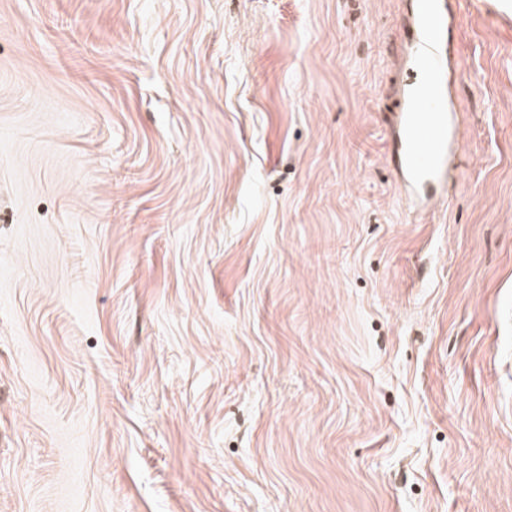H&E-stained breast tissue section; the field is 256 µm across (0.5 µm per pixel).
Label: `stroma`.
I'll return each instance as SVG.
<instances>
[{
  "label": "stroma",
  "mask_w": 512,
  "mask_h": 512,
  "mask_svg": "<svg viewBox=\"0 0 512 512\" xmlns=\"http://www.w3.org/2000/svg\"><path fill=\"white\" fill-rule=\"evenodd\" d=\"M409 0H0V512H512V0L404 208Z\"/></svg>",
  "instance_id": "obj_1"
}]
</instances>
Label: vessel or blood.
Returning <instances> with one entry per match:
<instances>
[{
  "instance_id": "b4317fda",
  "label": "vessel or blood",
  "mask_w": 512,
  "mask_h": 512,
  "mask_svg": "<svg viewBox=\"0 0 512 512\" xmlns=\"http://www.w3.org/2000/svg\"><path fill=\"white\" fill-rule=\"evenodd\" d=\"M460 0H410L408 55L396 101L402 194L429 207L460 149L456 87L460 55L452 33Z\"/></svg>"
}]
</instances>
